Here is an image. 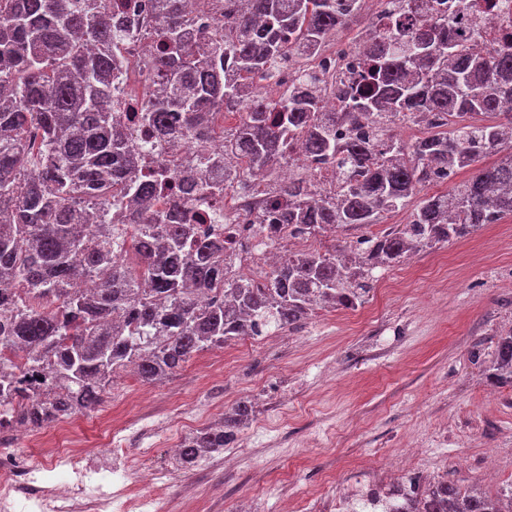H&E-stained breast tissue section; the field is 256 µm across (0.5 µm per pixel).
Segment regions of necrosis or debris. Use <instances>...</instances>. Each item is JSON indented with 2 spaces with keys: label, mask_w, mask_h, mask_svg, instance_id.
Instances as JSON below:
<instances>
[{
  "label": "necrosis or debris",
  "mask_w": 512,
  "mask_h": 512,
  "mask_svg": "<svg viewBox=\"0 0 512 512\" xmlns=\"http://www.w3.org/2000/svg\"><path fill=\"white\" fill-rule=\"evenodd\" d=\"M466 38L475 47H482L487 29L496 28L502 42L512 41V0H495L490 10L471 9L460 18ZM152 52L151 45L132 34L124 45L126 68L120 75V103L126 104L123 121H131L136 99L153 86L145 67ZM364 56L360 50L338 41L323 47L310 57L314 70L327 78L323 104L327 111L339 105V84L359 71ZM270 202V194L262 183L247 189L225 187L223 193L197 192L184 199L187 209L205 207L217 213L214 223L201 225V233L224 240V259L233 271L261 284L268 272L285 259L297 243L289 236L287 226L273 229L258 223ZM134 427L115 417L105 423L109 444V462L96 465L90 452L74 454L58 450L49 461L20 457L19 443L33 446L45 443L41 432L26 435H0V512H181L182 499L168 492L163 475L148 460L151 449L130 453L127 440ZM57 472L56 480L44 477L45 468ZM421 479L416 469H406L396 480L380 484H363L343 488L330 507H323L321 498L292 502L290 512H393L405 490L417 489Z\"/></svg>",
  "instance_id": "obj_1"
}]
</instances>
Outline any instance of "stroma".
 <instances>
[{
    "label": "stroma",
    "instance_id": "obj_1",
    "mask_svg": "<svg viewBox=\"0 0 512 512\" xmlns=\"http://www.w3.org/2000/svg\"><path fill=\"white\" fill-rule=\"evenodd\" d=\"M512 329V218L384 270L363 310L324 308L293 329L194 354L174 378H120L94 411L60 420L56 447L105 452L106 415L165 419L180 409L201 428L248 399L254 415L232 458L207 465L215 512H281L287 497L335 496L421 437L432 477L491 496L512 487V389L484 364ZM497 449L494 479L481 473ZM328 473L332 482H321Z\"/></svg>",
    "mask_w": 512,
    "mask_h": 512
}]
</instances>
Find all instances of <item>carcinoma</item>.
<instances>
[{
	"instance_id": "cac0c4a2",
	"label": "carcinoma",
	"mask_w": 512,
	"mask_h": 512,
	"mask_svg": "<svg viewBox=\"0 0 512 512\" xmlns=\"http://www.w3.org/2000/svg\"><path fill=\"white\" fill-rule=\"evenodd\" d=\"M112 2L0 0V431L90 412L127 369L161 382L199 351L290 328L318 304L354 309L374 288L371 270L512 217V42L477 50L442 10L411 36L364 34L362 69L340 89L341 111L326 112L314 71L298 72L277 100L255 97L246 80L328 43L357 21L360 0H224V28L212 26L202 44L187 0H152L147 65L157 83L138 106L140 131L204 138L213 113L240 114L224 152H201L197 172L176 175L184 189L242 155L237 185L266 182L268 218L295 236L410 210L406 223L354 246L288 255L261 286L230 277L222 240L192 239L189 225L147 211L172 180L132 174L139 157L112 100L128 32ZM402 118L426 125L409 147L393 133ZM298 151L306 167L334 164L336 188L280 180ZM440 183L450 190L410 206ZM116 197L129 204L132 232L101 220ZM128 242L135 262L112 261ZM488 378L512 388V331ZM251 414L240 402L222 424L190 433L180 466L224 451ZM508 500L512 489L491 498L440 478L402 512H503Z\"/></svg>"
}]
</instances>
